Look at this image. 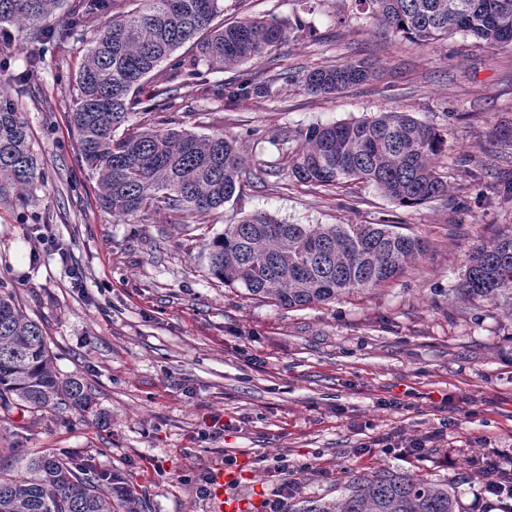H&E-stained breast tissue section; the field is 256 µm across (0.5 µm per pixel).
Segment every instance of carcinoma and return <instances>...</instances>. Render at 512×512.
Segmentation results:
<instances>
[{"instance_id":"obj_1","label":"carcinoma","mask_w":512,"mask_h":512,"mask_svg":"<svg viewBox=\"0 0 512 512\" xmlns=\"http://www.w3.org/2000/svg\"><path fill=\"white\" fill-rule=\"evenodd\" d=\"M137 6L107 17L112 0H0V32L25 24L44 45L89 37L76 75V99L68 112L84 166L99 175L102 207L122 215L163 207L203 216L224 207L242 175L261 178L268 165L249 166L224 133L198 136L149 125L128 127L143 104L144 85L163 63L168 77L150 91L149 110L179 108L180 87L210 96L205 70L250 61L288 39L290 28L274 18L213 25L223 0H136ZM376 24L416 45L464 33L488 45H512V0H356ZM64 11V25L47 19ZM190 44L194 54L174 53ZM371 76L362 62L313 68L307 91L337 95ZM287 71L244 80L216 92L218 98L273 97ZM290 157L297 181L332 187L354 180L376 185L392 201L415 207L448 193L435 160L443 139L406 112H380L358 121L313 125ZM31 146L30 127L11 95L0 89V201L44 180ZM208 271L228 286L282 308L329 303L372 290L397 277L423 243L386 224H287L256 212L205 243ZM459 292L471 300L512 307V233L476 247ZM33 411L88 410L91 394L75 378L57 372L42 325L21 312L12 290L0 282V407ZM48 453L29 459L23 472L0 467V512H136L131 495H117L110 478H94ZM295 512H460L455 488L410 472L359 474L334 502L310 501Z\"/></svg>"}]
</instances>
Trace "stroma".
I'll use <instances>...</instances> for the list:
<instances>
[{"label": "stroma", "mask_w": 512, "mask_h": 512, "mask_svg": "<svg viewBox=\"0 0 512 512\" xmlns=\"http://www.w3.org/2000/svg\"><path fill=\"white\" fill-rule=\"evenodd\" d=\"M302 19L307 32L264 58L209 73L211 85L293 82L272 98L200 100L151 125L238 141L272 166L245 178L224 207L195 220L167 210L115 215L97 199L67 115L85 45L39 47L26 26L0 40L11 71L43 61L22 112L47 177L24 200L0 202V279L46 333L61 375L81 380L88 410H0V466L54 453L120 478L139 512H218L197 496L210 470L234 473L223 494L243 512L265 501L334 500L352 476L408 471L452 484L461 512H485V476L470 464L512 444V307L459 292L469 253L512 231V45L461 33L420 47L374 29L357 0H224V22ZM375 64L362 85L308 92L307 69ZM408 112L445 141L446 196L414 208L374 185L332 190L288 175L309 126ZM264 212L289 224H391L426 249L403 274L332 303L285 309L212 278L205 238ZM232 423L217 432L220 423ZM447 423L443 446L408 456L364 444L418 438Z\"/></svg>", "instance_id": "1"}]
</instances>
